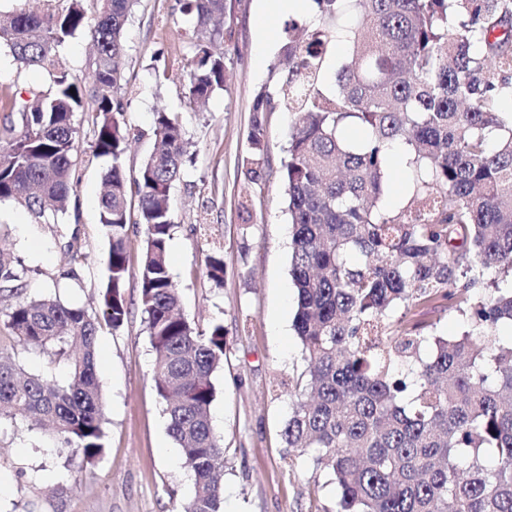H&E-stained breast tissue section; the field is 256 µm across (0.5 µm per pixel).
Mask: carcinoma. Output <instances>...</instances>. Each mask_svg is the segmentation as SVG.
<instances>
[{
	"label": "carcinoma",
	"instance_id": "1",
	"mask_svg": "<svg viewBox=\"0 0 512 512\" xmlns=\"http://www.w3.org/2000/svg\"><path fill=\"white\" fill-rule=\"evenodd\" d=\"M85 0L0 19V46L51 83L0 95V201L36 221L57 215L76 190L73 124L92 113L94 155L111 161L99 196L108 242L99 313L57 294L23 295L22 271L0 252V291L15 298L3 324L19 341L53 348L64 382L26 372L0 349V419L46 428L92 463L105 451L97 374L103 327L128 319L127 139L119 96L124 32L137 0ZM316 18L288 25L275 92L253 101L246 180L266 176L264 112L291 116L282 162L293 227V327L307 363L282 435L336 485L333 512H512V0H315ZM196 18L186 90L206 102L226 87L224 53L234 37L226 0H183ZM89 31L93 81L74 79L65 42ZM352 56L327 84L336 31ZM406 157L400 206L380 205L395 148ZM192 162L181 122L155 113L153 144L133 183L144 246L140 307L154 351L153 380L167 433L195 475L181 512H220L224 448L210 407L211 376L224 360V325L203 331L180 313L170 274V190ZM224 283V256H205ZM484 287L487 294L475 297ZM417 307L453 308L469 329L434 332Z\"/></svg>",
	"mask_w": 512,
	"mask_h": 512
}]
</instances>
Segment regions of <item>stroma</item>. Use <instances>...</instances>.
Listing matches in <instances>:
<instances>
[{
	"label": "stroma",
	"instance_id": "obj_1",
	"mask_svg": "<svg viewBox=\"0 0 512 512\" xmlns=\"http://www.w3.org/2000/svg\"><path fill=\"white\" fill-rule=\"evenodd\" d=\"M266 0H237L231 43L225 47V90L205 105L185 93L194 47L193 16L182 0H139L125 36L121 95L129 130L125 168L135 176L150 150L154 114H179L195 154L170 191L173 227L169 268L182 312L199 329L220 323L224 366L212 381L214 430L224 443L223 512H332L335 487L315 476L306 458L287 448L282 430L290 413L288 382L305 370L292 330L296 294L291 282V229L281 178L288 146L284 112L263 116L270 170L258 185L242 163L250 153L252 103L261 88L276 90L285 26H304L308 14L271 16ZM83 163L76 192L57 223L40 224L23 208L0 203V247L24 268L26 295H62L96 313L106 282L108 245L99 223L98 197L107 161L94 158L89 114L74 115ZM140 225L130 224L125 296L130 314L119 331L103 330L98 371L105 394L106 451L94 463L62 449L26 420H0V512H180L193 475L167 434L153 382L148 331L140 308ZM224 255V285L205 273L212 247ZM0 348L28 372L65 379V365L48 351L20 342L0 324Z\"/></svg>",
	"mask_w": 512,
	"mask_h": 512
}]
</instances>
